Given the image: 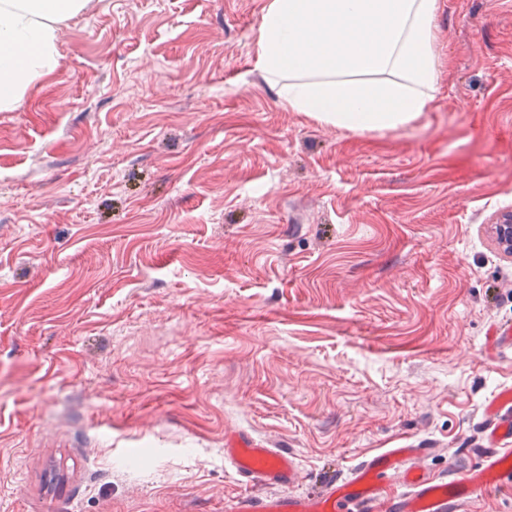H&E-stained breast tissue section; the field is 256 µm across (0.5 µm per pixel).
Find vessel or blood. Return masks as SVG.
<instances>
[{
  "mask_svg": "<svg viewBox=\"0 0 512 512\" xmlns=\"http://www.w3.org/2000/svg\"><path fill=\"white\" fill-rule=\"evenodd\" d=\"M488 449L470 470L439 480L415 467L430 453L429 444L412 441L364 457L341 482L316 493L298 490V462L291 453L268 448L248 436H235L224 450L247 492L224 503V512H457L472 497L512 488V388H501L485 411ZM288 487L267 496L254 485Z\"/></svg>",
  "mask_w": 512,
  "mask_h": 512,
  "instance_id": "b4317fda",
  "label": "vessel or blood"
}]
</instances>
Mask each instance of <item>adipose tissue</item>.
<instances>
[{
	"label": "adipose tissue",
	"instance_id": "ef3b65f1",
	"mask_svg": "<svg viewBox=\"0 0 512 512\" xmlns=\"http://www.w3.org/2000/svg\"><path fill=\"white\" fill-rule=\"evenodd\" d=\"M90 0H0V112L60 65L62 23ZM437 0H270L259 61L280 101L351 131L394 130L427 111L439 82Z\"/></svg>",
	"mask_w": 512,
	"mask_h": 512
}]
</instances>
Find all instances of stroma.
Segmentation results:
<instances>
[{
  "instance_id": "obj_1",
  "label": "stroma",
  "mask_w": 512,
  "mask_h": 512,
  "mask_svg": "<svg viewBox=\"0 0 512 512\" xmlns=\"http://www.w3.org/2000/svg\"><path fill=\"white\" fill-rule=\"evenodd\" d=\"M270 0H91L0 112V512H221L228 430L301 488L403 439L447 479L512 385V8L438 0L412 126L294 112Z\"/></svg>"
}]
</instances>
